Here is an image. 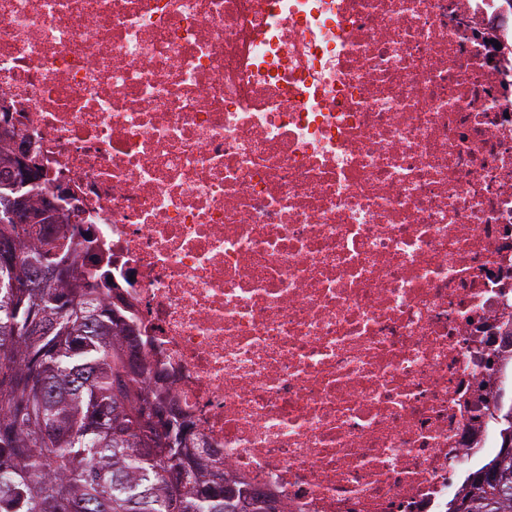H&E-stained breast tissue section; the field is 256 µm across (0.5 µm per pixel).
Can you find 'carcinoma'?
Instances as JSON below:
<instances>
[{"instance_id": "cac0c4a2", "label": "carcinoma", "mask_w": 512, "mask_h": 512, "mask_svg": "<svg viewBox=\"0 0 512 512\" xmlns=\"http://www.w3.org/2000/svg\"><path fill=\"white\" fill-rule=\"evenodd\" d=\"M19 163L0 147V512H288L201 451L169 391L149 387L132 315L100 298ZM501 421L499 452L448 512H512V404Z\"/></svg>"}]
</instances>
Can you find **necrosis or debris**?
I'll return each instance as SVG.
<instances>
[{"mask_svg":"<svg viewBox=\"0 0 512 512\" xmlns=\"http://www.w3.org/2000/svg\"><path fill=\"white\" fill-rule=\"evenodd\" d=\"M4 130L239 480L447 512L493 453L506 0H0Z\"/></svg>","mask_w":512,"mask_h":512,"instance_id":"necrosis-or-debris-1","label":"necrosis or debris"}]
</instances>
